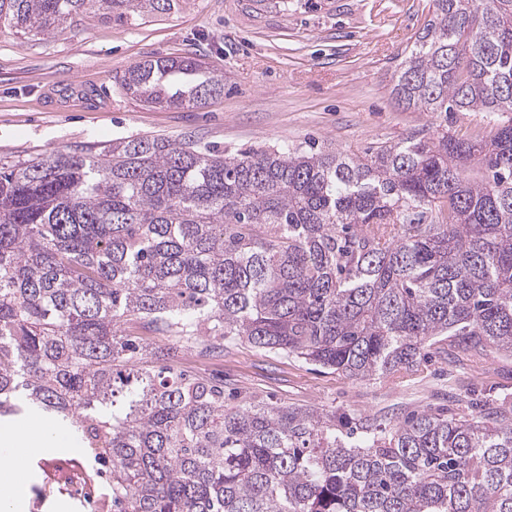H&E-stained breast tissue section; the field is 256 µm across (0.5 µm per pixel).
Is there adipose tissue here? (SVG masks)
<instances>
[{
    "instance_id": "obj_1",
    "label": "adipose tissue",
    "mask_w": 512,
    "mask_h": 512,
    "mask_svg": "<svg viewBox=\"0 0 512 512\" xmlns=\"http://www.w3.org/2000/svg\"><path fill=\"white\" fill-rule=\"evenodd\" d=\"M56 438V432L41 421L0 430V512H21L27 499L26 449L49 447Z\"/></svg>"
}]
</instances>
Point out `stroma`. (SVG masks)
<instances>
[{"label": "stroma", "mask_w": 512, "mask_h": 512, "mask_svg": "<svg viewBox=\"0 0 512 512\" xmlns=\"http://www.w3.org/2000/svg\"><path fill=\"white\" fill-rule=\"evenodd\" d=\"M430 0H175L163 14L121 21L91 16L78 27L0 31V160L24 161L115 139L188 140L227 154L312 145L364 155L418 130L486 131L487 112L442 117L403 108L392 78ZM197 56L224 77V93L198 109L169 110L127 94L119 79L156 56ZM180 369L222 383L239 400L396 421L429 404L455 412L476 399L512 398V355L433 356L414 375L356 380L245 342L144 334ZM31 457L24 512H93L109 492L91 456L60 432ZM54 474L43 486L37 472Z\"/></svg>", "instance_id": "1"}]
</instances>
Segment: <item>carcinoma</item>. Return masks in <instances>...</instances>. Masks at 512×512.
<instances>
[{"instance_id":"carcinoma-1","label":"carcinoma","mask_w":512,"mask_h":512,"mask_svg":"<svg viewBox=\"0 0 512 512\" xmlns=\"http://www.w3.org/2000/svg\"><path fill=\"white\" fill-rule=\"evenodd\" d=\"M164 13L174 0H0V29ZM392 93L490 112L363 157L199 151L137 136L0 162V416L33 410L110 465L112 512H512V405L370 416L224 404L123 328L247 342L353 379L427 350L512 354V0H432ZM194 109L224 76L192 56L121 77ZM448 114V132L488 131L493 116L489 112H455Z\"/></svg>"}]
</instances>
